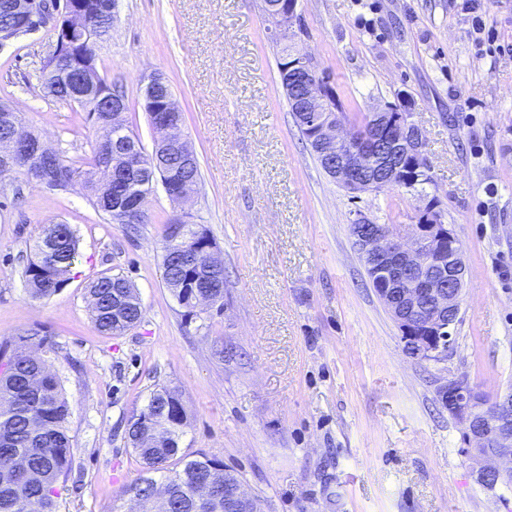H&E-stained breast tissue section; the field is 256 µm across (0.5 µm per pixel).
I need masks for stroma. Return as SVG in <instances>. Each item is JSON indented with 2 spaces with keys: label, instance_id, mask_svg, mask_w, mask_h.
<instances>
[{
  "label": "stroma",
  "instance_id": "1",
  "mask_svg": "<svg viewBox=\"0 0 512 512\" xmlns=\"http://www.w3.org/2000/svg\"><path fill=\"white\" fill-rule=\"evenodd\" d=\"M288 40L311 56L349 118L406 104L432 181L351 199L306 145L261 0H118L97 68L122 87L144 151L143 107L162 75L200 167L190 198L161 183L129 231L81 186L0 176V345L45 335L69 403L72 471L56 512H133L143 465L127 425L160 387L188 414L180 446L238 474L261 512H512V487L476 483L463 428L437 400L446 378L487 397L512 389V0H297ZM55 48L43 27L0 47V102L74 167L102 132L45 98ZM438 199L466 282L442 363L412 359L354 246L355 211L414 223ZM202 225L224 264V307L187 314L163 280L165 223ZM71 225L78 260L51 297L23 271L43 225ZM128 280L143 316L119 336L95 327L85 292Z\"/></svg>",
  "mask_w": 512,
  "mask_h": 512
}]
</instances>
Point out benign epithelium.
Returning a JSON list of instances; mask_svg holds the SVG:
<instances>
[{"instance_id": "obj_1", "label": "benign epithelium", "mask_w": 512, "mask_h": 512, "mask_svg": "<svg viewBox=\"0 0 512 512\" xmlns=\"http://www.w3.org/2000/svg\"><path fill=\"white\" fill-rule=\"evenodd\" d=\"M296 5L297 0L272 3L275 40L287 36L296 20ZM102 13L114 18V9L97 0H12L10 22L16 27L35 31L53 23L57 74L69 84L71 101L83 100L94 91L101 96L106 93L98 80L95 59L86 51L103 37V28L91 23L93 16ZM281 74L283 86L290 80L296 85L293 111L309 114L308 135L319 147L323 166L349 193L379 191L412 181L416 163L426 156L425 142L409 108L389 103L377 106L370 111V131L348 130L336 109V95L312 58L287 50ZM143 100L158 145L148 157L138 141L114 134L112 125L98 121L104 149L112 153V178L117 181L146 166L163 169L167 165L165 149L185 142L180 133L182 122L176 117L179 108L163 77H150ZM0 126L14 131L9 151L0 155V175L17 169L15 157L22 155L33 163L30 176L43 181L61 179L41 164L52 149L43 138L19 131L15 110L9 105L0 110ZM114 210L126 221L138 222L143 195L121 197ZM353 227L358 251L370 260L376 293L408 343L406 353L420 361H446L450 329L460 312L466 266L438 202L429 200L419 209L416 223L406 229L373 224L360 210L355 212ZM436 394L442 407L464 428L468 442L464 453L476 480L491 488L511 485L512 392L489 404L467 380L447 378L437 386ZM224 500L237 509L259 512L240 484L224 485Z\"/></svg>"}]
</instances>
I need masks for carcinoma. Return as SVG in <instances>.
Wrapping results in <instances>:
<instances>
[{"label": "carcinoma", "mask_w": 512, "mask_h": 512, "mask_svg": "<svg viewBox=\"0 0 512 512\" xmlns=\"http://www.w3.org/2000/svg\"><path fill=\"white\" fill-rule=\"evenodd\" d=\"M40 87L45 96L65 102L68 86L57 81L55 68L43 63ZM183 151L194 154L190 144ZM181 151V152H183ZM181 152L169 155L171 167L193 183L200 178L199 163L182 166ZM46 168L57 167L83 178L96 208L115 224L124 223L106 200L112 196V179L102 166L99 146L86 158V169L78 170L61 154L45 160ZM171 219L164 229L163 279L187 313L195 311L194 287L200 277L195 262L208 233L196 236V225L186 224V234L173 238ZM36 260L28 261L24 275L28 293L45 299L64 283L78 256V241L68 224H47L32 248ZM133 285L124 278L102 276L90 283L87 299L100 333L118 335L142 318V306ZM31 336L14 341L6 367L0 370V512H55L56 486L71 470L73 448L65 423L69 406L58 377L48 361L29 351ZM187 427V412L181 394L163 387L150 396L140 414L130 420L128 437L141 459L144 474L130 488L138 512H201L199 490L206 485L212 501L208 512H224V474L219 461L199 455L180 454L179 443Z\"/></svg>", "instance_id": "obj_1"}]
</instances>
